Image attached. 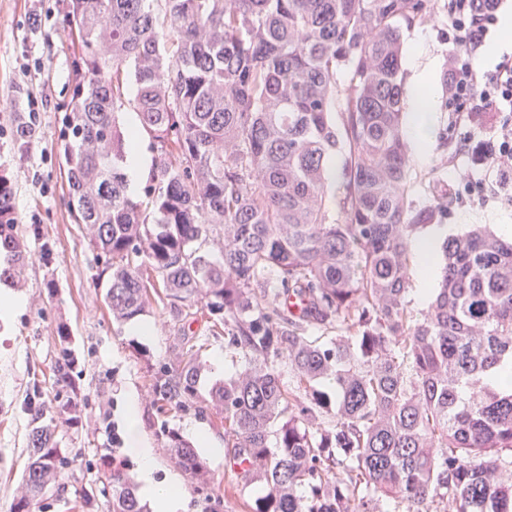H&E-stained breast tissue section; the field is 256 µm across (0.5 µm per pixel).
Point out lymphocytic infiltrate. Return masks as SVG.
<instances>
[{
  "label": "lymphocytic infiltrate",
  "instance_id": "1",
  "mask_svg": "<svg viewBox=\"0 0 512 512\" xmlns=\"http://www.w3.org/2000/svg\"><path fill=\"white\" fill-rule=\"evenodd\" d=\"M497 0L476 8L474 0H448V109L461 114L458 129L465 149L490 171V180L475 184L481 194L512 199V56L503 55L489 69H478L474 55L497 23ZM493 114L490 135L474 140L468 121Z\"/></svg>",
  "mask_w": 512,
  "mask_h": 512
}]
</instances>
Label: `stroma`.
I'll use <instances>...</instances> for the list:
<instances>
[{"instance_id":"stroma-1","label":"stroma","mask_w":512,"mask_h":512,"mask_svg":"<svg viewBox=\"0 0 512 512\" xmlns=\"http://www.w3.org/2000/svg\"><path fill=\"white\" fill-rule=\"evenodd\" d=\"M63 0H0V170L14 187V212L25 250L35 260L20 265L0 255V269H20L15 279L0 282V292L18 295L20 310L0 311V512H12L21 496L28 463L33 406L44 417L67 398L80 409L77 424L57 423L56 438L68 462L64 487L50 492L38 512H108L104 497L82 506L84 487L103 488V472L119 469L129 484L137 482L135 446L125 426V404L135 397L140 431L153 448L158 477L176 471L167 453L170 432L194 443L209 470L206 483L182 476L181 512H254L255 477L226 470L223 455L200 445H224V414L208 403L212 386L244 369L247 359L215 328L206 307L192 308L182 320L172 319L160 300H153L144 322L149 335L130 325L113 324L105 305L106 286L100 274L106 256L89 246L83 225L68 206V185L59 154L62 118L72 85L74 49L64 23ZM448 0H432L429 11L405 28L403 76L411 60L430 64L437 112L433 138L426 151L408 141L409 196L415 205L444 202L436 224L512 225V201L480 202L464 191L465 176L484 181L483 166L456 148L453 117L448 110ZM27 122V148L15 142L18 122ZM74 363L67 380L54 372L61 346ZM197 347L196 397L180 407L157 400L153 380L160 369L177 370L182 353ZM222 368H214L213 355ZM115 429L110 443L105 429Z\"/></svg>"}]
</instances>
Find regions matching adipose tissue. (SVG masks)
Listing matches in <instances>:
<instances>
[{"label": "adipose tissue", "mask_w": 512, "mask_h": 512, "mask_svg": "<svg viewBox=\"0 0 512 512\" xmlns=\"http://www.w3.org/2000/svg\"><path fill=\"white\" fill-rule=\"evenodd\" d=\"M125 419L129 435L140 443L137 459L142 497L149 501L152 512H178L181 506L179 479L173 475L164 482L156 480L158 461L152 448L139 440V412L135 398H128L126 402Z\"/></svg>", "instance_id": "1"}]
</instances>
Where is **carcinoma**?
Instances as JSON below:
<instances>
[{
    "mask_svg": "<svg viewBox=\"0 0 512 512\" xmlns=\"http://www.w3.org/2000/svg\"><path fill=\"white\" fill-rule=\"evenodd\" d=\"M147 2L67 0L77 52L60 155L75 220L111 256L112 321L147 311L154 272L168 313L203 302L231 329L249 362L209 398L225 466L260 478L256 512H512V389L495 382L512 369V239L445 237L426 309L406 300L409 243L436 209L407 196L399 73L403 25L430 0H159L161 18ZM130 78L157 153L139 198L118 121ZM13 197L0 171V250L19 253ZM197 377L189 349L154 393L179 402ZM41 419L14 512L66 479ZM169 440L178 466L207 473ZM108 480L112 512H143L121 474Z\"/></svg>",
    "mask_w": 512,
    "mask_h": 512,
    "instance_id": "cac0c4a2",
    "label": "carcinoma"
}]
</instances>
